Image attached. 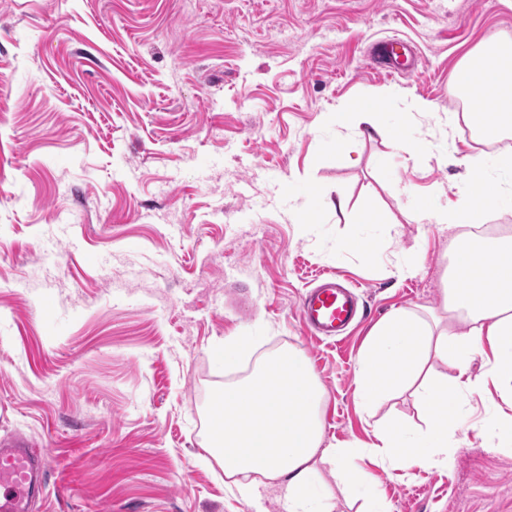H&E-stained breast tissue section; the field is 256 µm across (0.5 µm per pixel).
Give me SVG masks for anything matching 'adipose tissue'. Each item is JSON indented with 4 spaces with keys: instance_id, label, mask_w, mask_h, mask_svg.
<instances>
[{
    "instance_id": "1",
    "label": "adipose tissue",
    "mask_w": 512,
    "mask_h": 512,
    "mask_svg": "<svg viewBox=\"0 0 512 512\" xmlns=\"http://www.w3.org/2000/svg\"><path fill=\"white\" fill-rule=\"evenodd\" d=\"M455 81L461 90L479 89L489 116L484 135L512 128V47L490 48L465 60ZM494 164L500 173L497 185H490L484 171L473 170L471 190L454 206L426 203L415 221L448 229L482 223L486 210L503 197L512 198V151L502 152ZM443 295L448 322L393 310L374 325L358 360L355 396L366 412L407 390L415 392L422 426L393 418L373 431L372 452L397 468L450 467L464 399L481 390L480 381L468 374L475 355L490 351L491 374L512 379V238L478 243L457 238ZM434 359L452 363L457 376L430 375L426 367ZM322 399L308 360L293 348L265 358L247 381L225 385L214 402L211 447L243 500H257L258 485L247 479L256 473L280 487L286 512H330L317 480L321 464L343 488L356 486L357 449L323 444Z\"/></svg>"
}]
</instances>
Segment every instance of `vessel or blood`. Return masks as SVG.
<instances>
[{"label": "vessel or blood", "mask_w": 512, "mask_h": 512, "mask_svg": "<svg viewBox=\"0 0 512 512\" xmlns=\"http://www.w3.org/2000/svg\"><path fill=\"white\" fill-rule=\"evenodd\" d=\"M358 311L356 295L331 277L324 278L298 303L304 324L324 336L344 333ZM43 458V453L19 442L0 447V512H29L34 471Z\"/></svg>", "instance_id": "vessel-or-blood-1"}]
</instances>
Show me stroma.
Masks as SVG:
<instances>
[{
  "label": "stroma",
  "instance_id": "stroma-1",
  "mask_svg": "<svg viewBox=\"0 0 512 512\" xmlns=\"http://www.w3.org/2000/svg\"><path fill=\"white\" fill-rule=\"evenodd\" d=\"M393 39L410 56L387 76ZM494 44L507 0H0V442L49 451L32 512H252L207 447L210 402L288 347L322 386L325 445L373 442L357 359L391 310L442 309L473 227L412 215L493 165L455 73ZM387 90L386 135L331 122ZM312 192L346 207L305 214ZM323 272L366 303L340 338L297 314ZM236 336L250 348L216 362ZM486 370L450 468L355 459L392 512H512V387Z\"/></svg>",
  "mask_w": 512,
  "mask_h": 512
}]
</instances>
